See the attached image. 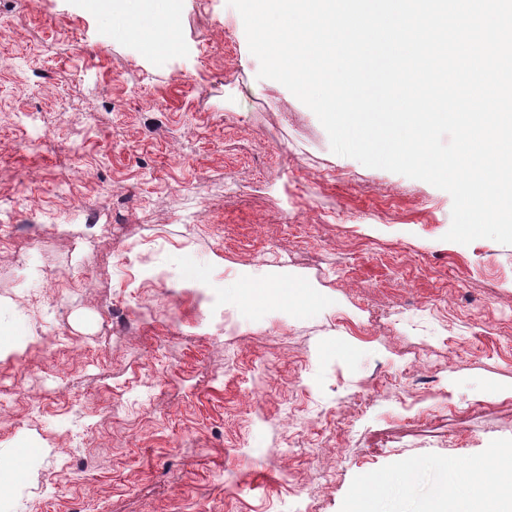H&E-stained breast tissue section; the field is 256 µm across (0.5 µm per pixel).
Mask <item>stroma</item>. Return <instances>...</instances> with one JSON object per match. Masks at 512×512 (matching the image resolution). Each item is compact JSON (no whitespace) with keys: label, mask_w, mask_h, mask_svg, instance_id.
Segmentation results:
<instances>
[{"label":"stroma","mask_w":512,"mask_h":512,"mask_svg":"<svg viewBox=\"0 0 512 512\" xmlns=\"http://www.w3.org/2000/svg\"><path fill=\"white\" fill-rule=\"evenodd\" d=\"M177 6L156 50L85 0H0V462L33 451L0 498L347 512L371 489L425 512L438 487L473 494L469 463L512 449V245L446 240L448 192L334 154L259 78L227 0ZM74 198L111 233L89 239ZM247 277L321 302L232 295Z\"/></svg>","instance_id":"obj_1"}]
</instances>
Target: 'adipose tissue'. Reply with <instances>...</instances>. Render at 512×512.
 Listing matches in <instances>:
<instances>
[{
    "instance_id": "1",
    "label": "adipose tissue",
    "mask_w": 512,
    "mask_h": 512,
    "mask_svg": "<svg viewBox=\"0 0 512 512\" xmlns=\"http://www.w3.org/2000/svg\"><path fill=\"white\" fill-rule=\"evenodd\" d=\"M492 469L499 473L492 495H474L457 501L443 492L430 502L427 512H502L503 508L512 505V456L502 454L496 456L492 463L473 464L469 475L472 481L480 482Z\"/></svg>"
}]
</instances>
